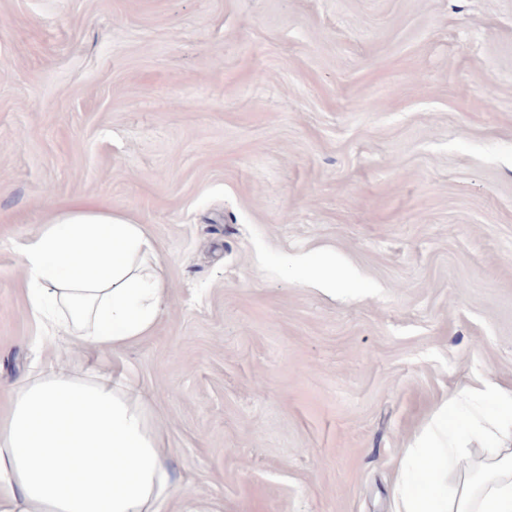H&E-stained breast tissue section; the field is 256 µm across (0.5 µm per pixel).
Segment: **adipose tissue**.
<instances>
[{
	"label": "adipose tissue",
	"mask_w": 512,
	"mask_h": 512,
	"mask_svg": "<svg viewBox=\"0 0 512 512\" xmlns=\"http://www.w3.org/2000/svg\"><path fill=\"white\" fill-rule=\"evenodd\" d=\"M44 350L9 388L0 416V512H160L171 499L162 427L132 374L83 365L147 336L168 299L143 225L87 201L56 210L20 251ZM472 408L467 436L455 416ZM488 454L474 461L471 442ZM395 512H512V389L486 380L455 393L401 463Z\"/></svg>",
	"instance_id": "ef3b65f1"
}]
</instances>
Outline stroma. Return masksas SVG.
Returning a JSON list of instances; mask_svg holds the SVG:
<instances>
[{
  "label": "stroma",
  "mask_w": 512,
  "mask_h": 512,
  "mask_svg": "<svg viewBox=\"0 0 512 512\" xmlns=\"http://www.w3.org/2000/svg\"><path fill=\"white\" fill-rule=\"evenodd\" d=\"M76 200L160 249L118 359L161 512H394L435 408L512 387V0H0L1 386L39 357L19 251Z\"/></svg>",
  "instance_id": "35a3bbf8"
}]
</instances>
